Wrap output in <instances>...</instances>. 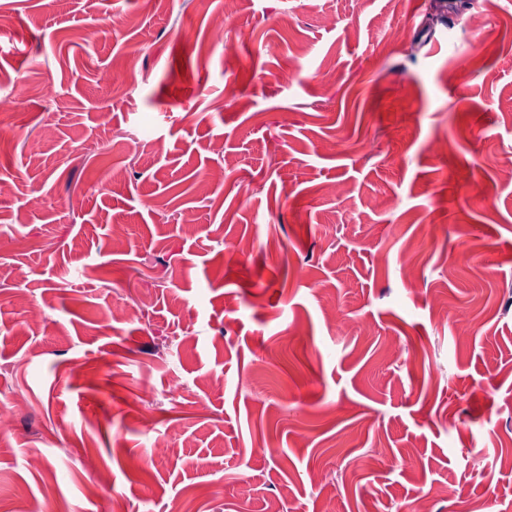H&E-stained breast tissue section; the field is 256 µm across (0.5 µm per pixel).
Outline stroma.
I'll use <instances>...</instances> for the list:
<instances>
[{
  "label": "stroma",
  "mask_w": 512,
  "mask_h": 512,
  "mask_svg": "<svg viewBox=\"0 0 512 512\" xmlns=\"http://www.w3.org/2000/svg\"><path fill=\"white\" fill-rule=\"evenodd\" d=\"M433 2L0 0V512H512V0Z\"/></svg>",
  "instance_id": "obj_1"
}]
</instances>
